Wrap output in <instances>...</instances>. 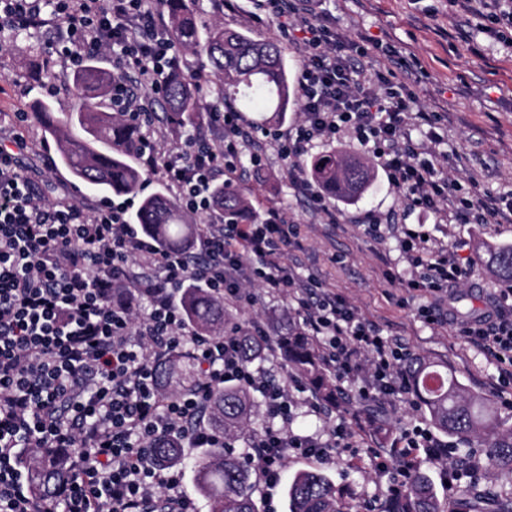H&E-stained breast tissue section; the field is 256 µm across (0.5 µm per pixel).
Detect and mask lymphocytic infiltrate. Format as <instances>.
I'll list each match as a JSON object with an SVG mask.
<instances>
[{"instance_id":"lymphocytic-infiltrate-1","label":"lymphocytic infiltrate","mask_w":512,"mask_h":512,"mask_svg":"<svg viewBox=\"0 0 512 512\" xmlns=\"http://www.w3.org/2000/svg\"><path fill=\"white\" fill-rule=\"evenodd\" d=\"M265 2L280 37L301 56L303 120L278 144L290 169L311 142L350 137L372 147L410 207L443 214L452 224L512 223V196L457 198L455 180L408 134L413 125L436 127L441 113L395 89L396 70L366 66L365 48L338 32L318 0ZM448 2L478 23L512 30V0ZM47 26L64 34L52 47L62 66L111 55L112 109L137 120L153 111L164 72L179 65L157 0H0V33ZM208 124L223 130L222 143L197 134L173 156L166 136H148L137 151L142 168L161 174L180 206L206 220L200 237L177 251L139 238L124 208L89 213L74 203L38 200L17 165L27 140H0V512H196L178 490L181 469L150 461L148 450L164 438L223 447V435L205 417L213 391L231 384L263 398L265 423L248 436L246 460L266 485L278 484L288 452L326 462L344 444L348 432L340 424L322 438L291 431L299 404L319 414L324 408L312 395L298 400L242 357L241 336L267 338L263 323L236 324L210 338L195 334L178 306L194 283L237 310L255 305L258 286L290 297L300 328L319 341L338 383H356L365 400L404 393L401 340L383 335L320 281L294 276L286 257L297 225L274 209L256 224L225 223L211 189L218 177L235 178L252 139L232 107H211ZM365 230L400 243L411 269L401 305L417 303L427 322L455 325L497 363L499 389L512 387V290L460 319L452 304L465 277L457 249L391 218L370 220ZM119 288L142 308L114 306ZM177 352L188 353L198 373L189 391L173 397L157 387L154 372ZM30 448L73 449L72 476L55 498L36 496L23 483L21 462ZM390 456L399 475L387 489L391 500L401 476L422 461L438 464L449 483L467 470L449 445L419 425L395 440Z\"/></svg>"}]
</instances>
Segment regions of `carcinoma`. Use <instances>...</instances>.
Here are the masks:
<instances>
[{
    "label": "carcinoma",
    "mask_w": 512,
    "mask_h": 512,
    "mask_svg": "<svg viewBox=\"0 0 512 512\" xmlns=\"http://www.w3.org/2000/svg\"><path fill=\"white\" fill-rule=\"evenodd\" d=\"M166 11L174 40L200 58H206L220 81V95L236 98L251 93L270 116L261 129L268 130L288 119V109L297 97L295 82L281 47L272 39L252 36L248 30L226 31L219 25H202L187 0H160ZM83 101L82 109L69 121H58L46 104L34 112L35 119L55 139L59 162L81 183L103 195L135 191L141 171L129 157L135 153L140 127L119 112H108L103 104L112 88V74L90 56L83 68L67 77ZM164 109L182 125H194L205 112L197 89L185 76L173 72L164 79ZM77 123L86 138L72 137L67 126ZM309 175L323 191L341 199L360 195L373 179L369 162L334 151L311 159ZM217 205L230 224H254L260 214L251 199L236 187L212 188ZM135 223L162 247L186 245L193 241L197 222L181 211L162 192L142 198ZM485 266L502 282L512 283V243L485 251ZM180 304L188 323L203 336H221L231 316L224 299L203 288H187ZM281 332L275 336L281 356L292 376L306 384L319 398L336 403V380L327 371L317 343L281 319ZM406 392L428 412L432 425L461 443L477 437L484 441L482 451L492 466L512 474V427L505 428L490 400L463 388L448 365L413 355L404 364ZM195 363L177 353L160 364L158 380L169 395L189 389L196 379ZM251 393L242 387L227 386L214 392L210 423L213 429L233 440L247 424ZM155 460L179 462L183 450L176 441L165 440L151 448ZM29 485L36 492L53 493L67 477L68 459L55 448H39L24 460ZM198 490L211 503V512H258L253 499L252 472L233 448H211L195 462ZM289 512H352L354 491L336 484L326 474L310 470L295 473L288 482ZM391 512H443L434 486L420 471L413 473L400 498L389 504Z\"/></svg>",
    "instance_id": "carcinoma-1"
}]
</instances>
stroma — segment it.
Segmentation results:
<instances>
[{"instance_id": "35a3bbf8", "label": "stroma", "mask_w": 512, "mask_h": 512, "mask_svg": "<svg viewBox=\"0 0 512 512\" xmlns=\"http://www.w3.org/2000/svg\"><path fill=\"white\" fill-rule=\"evenodd\" d=\"M191 6L201 23L245 28L263 38L278 36L275 22L254 23V15L263 12L260 0H239L236 12L224 14L215 12L212 0H192ZM323 9L347 38H371L365 65L387 62L394 54L404 57L413 71L407 87L419 104L447 110L438 128L442 142L434 164L460 181L462 196L475 189L491 195L512 193L511 43L490 30H469L467 16L448 0H325ZM55 35V30L45 29L19 37L0 50V128L23 133L32 143V151L21 161V171L44 201L67 198L92 207L107 202L135 213L140 194L106 197L93 188L77 187L59 165L43 167L44 155H56L57 149L33 116L37 103L48 102L61 121L81 106L60 65L47 53L46 44ZM263 142L261 171L245 166L240 186L250 190L256 210L279 209L288 223L300 226L298 242L288 252L295 275L321 281L384 334L401 338L410 353L447 363L466 389L492 400L504 426H512V394L496 390L497 365L454 326L427 323L415 310L399 306L401 283L410 277L400 245L393 238L371 239L359 223L368 212L382 217L395 214L403 223L421 226L436 240L451 245L464 242L459 258L467 277L455 300L463 317L483 309L503 290V282L485 271L481 256L492 244L512 243V224H451L443 215L411 208L380 169L361 196L351 200L327 197L336 212L331 224L293 183L273 138L264 137ZM340 422L354 431L356 447L337 449L334 459L324 465L288 455L284 479L276 487L254 479L253 497L259 512H288V477L317 467L335 483L353 487L356 512H383L392 474L380 468L375 455L378 444L358 405L346 403L326 415L300 408L291 430L297 435H315Z\"/></svg>"}]
</instances>
